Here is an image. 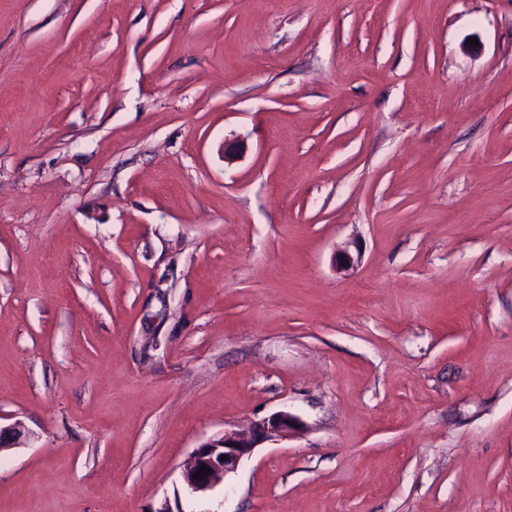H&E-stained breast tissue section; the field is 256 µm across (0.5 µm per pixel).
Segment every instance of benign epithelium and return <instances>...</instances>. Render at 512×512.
Segmentation results:
<instances>
[{
	"label": "benign epithelium",
	"mask_w": 512,
	"mask_h": 512,
	"mask_svg": "<svg viewBox=\"0 0 512 512\" xmlns=\"http://www.w3.org/2000/svg\"><path fill=\"white\" fill-rule=\"evenodd\" d=\"M299 427L300 421L296 416L286 411H279L255 425L252 433L248 435L226 432L217 438L210 439L198 446L190 461L183 467L182 481L195 493L206 492L226 475L234 472L240 461L252 453L259 441L286 438L295 433ZM25 437V428L19 421L5 427L0 426V449L15 448ZM223 455L228 456V459H221ZM204 465L212 470V473L200 479L196 473L201 471Z\"/></svg>",
	"instance_id": "obj_1"
}]
</instances>
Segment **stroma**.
Instances as JSON below:
<instances>
[{
    "mask_svg": "<svg viewBox=\"0 0 512 512\" xmlns=\"http://www.w3.org/2000/svg\"><path fill=\"white\" fill-rule=\"evenodd\" d=\"M17 420L0 512H512V0H0ZM300 427L299 419L286 411H279L259 424L255 425L248 436L237 432H224L222 436L202 443L194 451L190 461L183 467L181 478L192 492L211 490L218 481L233 473L240 461L252 453L259 441L270 438H287ZM232 443V447L227 446ZM227 455L228 459H221ZM206 465L212 473L204 475L203 479L196 476L201 467Z\"/></svg>",
    "mask_w": 512,
    "mask_h": 512,
    "instance_id": "obj_1",
    "label": "stroma"
}]
</instances>
